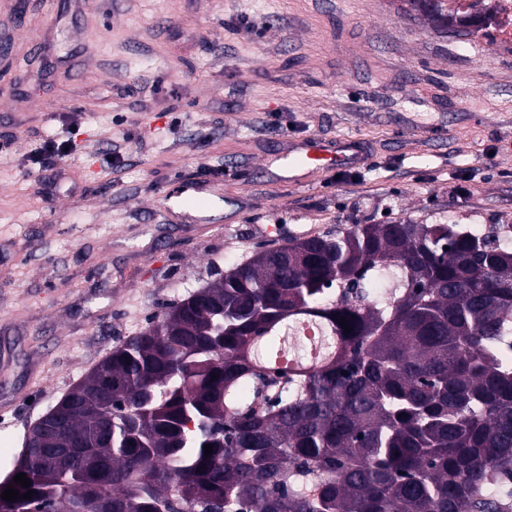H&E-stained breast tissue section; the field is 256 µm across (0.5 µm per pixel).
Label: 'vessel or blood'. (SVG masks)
Segmentation results:
<instances>
[{
  "instance_id": "vessel-or-blood-1",
  "label": "vessel or blood",
  "mask_w": 512,
  "mask_h": 512,
  "mask_svg": "<svg viewBox=\"0 0 512 512\" xmlns=\"http://www.w3.org/2000/svg\"><path fill=\"white\" fill-rule=\"evenodd\" d=\"M282 158L288 170L289 183L302 185L315 170L354 167L362 164L364 155L356 141L347 137L333 141L309 138L289 144ZM203 192L209 193L216 200L223 197L219 182L187 181L182 183L178 195L162 193L157 204L163 208L170 207L174 203L187 206Z\"/></svg>"
}]
</instances>
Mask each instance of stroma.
<instances>
[{"label": "stroma", "instance_id": "obj_1", "mask_svg": "<svg viewBox=\"0 0 512 512\" xmlns=\"http://www.w3.org/2000/svg\"><path fill=\"white\" fill-rule=\"evenodd\" d=\"M1 87L0 477L98 361L229 262L310 228L512 227V48L412 0H0ZM53 135L76 149L39 169ZM308 137L366 162L289 185L277 158ZM228 163L222 206H154Z\"/></svg>", "mask_w": 512, "mask_h": 512}]
</instances>
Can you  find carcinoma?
<instances>
[{
  "instance_id": "1",
  "label": "carcinoma",
  "mask_w": 512,
  "mask_h": 512,
  "mask_svg": "<svg viewBox=\"0 0 512 512\" xmlns=\"http://www.w3.org/2000/svg\"><path fill=\"white\" fill-rule=\"evenodd\" d=\"M281 250L231 263L93 367L0 482L32 497L0 512H507L512 249L396 221ZM304 319L334 359L254 370L306 355Z\"/></svg>"
}]
</instances>
